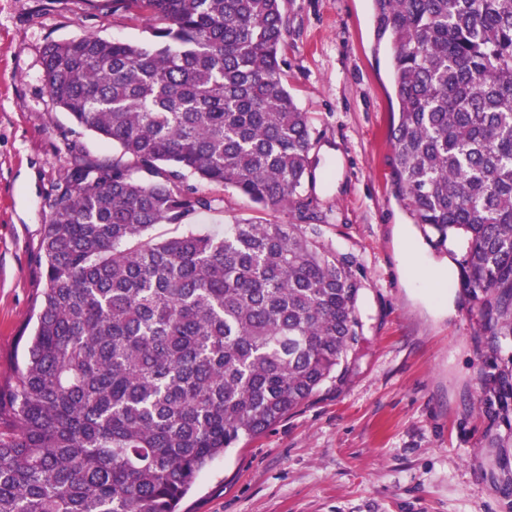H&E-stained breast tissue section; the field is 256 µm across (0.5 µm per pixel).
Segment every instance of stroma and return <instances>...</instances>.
<instances>
[{"mask_svg": "<svg viewBox=\"0 0 512 512\" xmlns=\"http://www.w3.org/2000/svg\"><path fill=\"white\" fill-rule=\"evenodd\" d=\"M283 9L288 88L314 129L313 208L327 247L363 283L364 342L342 382L215 459L181 512H512V446L490 447L495 426L477 405V371L493 353L461 280L411 288L398 259L402 226L435 260L454 256L395 192L391 49L375 39L372 0ZM150 27L112 0H0V383L26 360L46 286L41 231L60 179L116 152L50 99L43 52L87 34L145 43ZM195 188L221 200L192 217L197 232L220 235L256 214L238 192Z\"/></svg>", "mask_w": 512, "mask_h": 512, "instance_id": "stroma-1", "label": "stroma"}]
</instances>
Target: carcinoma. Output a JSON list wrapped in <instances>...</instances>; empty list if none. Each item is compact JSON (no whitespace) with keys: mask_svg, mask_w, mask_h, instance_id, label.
Instances as JSON below:
<instances>
[{"mask_svg":"<svg viewBox=\"0 0 512 512\" xmlns=\"http://www.w3.org/2000/svg\"><path fill=\"white\" fill-rule=\"evenodd\" d=\"M391 46L392 178L416 223L460 253L493 353L512 343V0H372ZM149 43L49 45L52 100L118 148L77 163L42 226L47 288L24 369L0 390V512H178L202 470L268 430L363 340V284L306 194L312 125L288 91L282 0H112ZM257 216L152 242L217 198ZM288 221H270V211ZM479 404L512 442V358Z\"/></svg>","mask_w":512,"mask_h":512,"instance_id":"cac0c4a2","label":"carcinoma"}]
</instances>
